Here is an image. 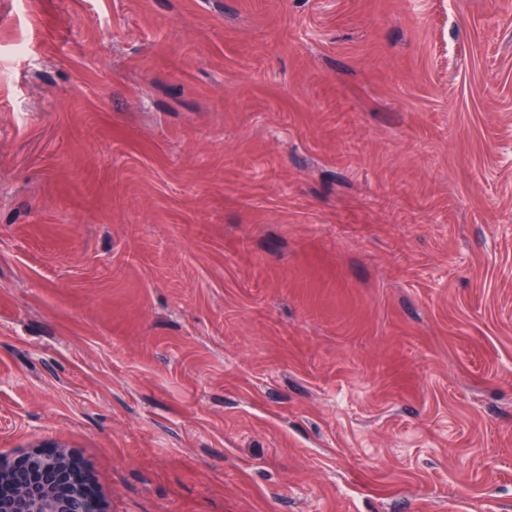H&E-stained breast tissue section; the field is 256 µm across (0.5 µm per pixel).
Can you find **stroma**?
I'll return each instance as SVG.
<instances>
[{"mask_svg":"<svg viewBox=\"0 0 512 512\" xmlns=\"http://www.w3.org/2000/svg\"><path fill=\"white\" fill-rule=\"evenodd\" d=\"M102 512H512V0H0V460Z\"/></svg>","mask_w":512,"mask_h":512,"instance_id":"stroma-1","label":"stroma"}]
</instances>
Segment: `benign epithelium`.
Instances as JSON below:
<instances>
[{
    "label": "benign epithelium",
    "instance_id": "benign-epithelium-1",
    "mask_svg": "<svg viewBox=\"0 0 512 512\" xmlns=\"http://www.w3.org/2000/svg\"><path fill=\"white\" fill-rule=\"evenodd\" d=\"M68 453L44 454L31 449L0 462V483L12 492L0 494V512H100L97 500L68 478Z\"/></svg>",
    "mask_w": 512,
    "mask_h": 512
}]
</instances>
